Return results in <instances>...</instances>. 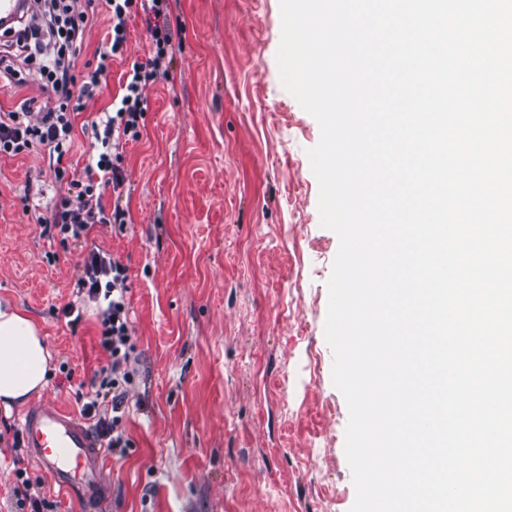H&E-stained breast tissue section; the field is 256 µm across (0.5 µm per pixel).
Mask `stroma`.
<instances>
[{
    "label": "stroma",
    "mask_w": 512,
    "mask_h": 512,
    "mask_svg": "<svg viewBox=\"0 0 512 512\" xmlns=\"http://www.w3.org/2000/svg\"><path fill=\"white\" fill-rule=\"evenodd\" d=\"M170 10L181 46L143 88L141 136L124 146L128 222L90 232L128 269L138 355L124 418L133 446L106 458L100 512H350L349 411L325 338L339 239L320 223L307 155L320 126L281 83L279 0H172ZM150 50L132 18L107 88L76 125ZM29 182L49 200L67 191L36 155L0 156V304L30 315L72 371L52 370L41 403L76 412L80 382L106 360L100 305L75 287L80 248L42 237L26 212ZM70 302L83 312L74 328ZM23 412L0 407V512H15Z\"/></svg>",
    "instance_id": "35a3bbf8"
}]
</instances>
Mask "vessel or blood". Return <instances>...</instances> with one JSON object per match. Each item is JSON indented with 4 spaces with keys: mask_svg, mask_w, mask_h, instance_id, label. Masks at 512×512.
Wrapping results in <instances>:
<instances>
[{
    "mask_svg": "<svg viewBox=\"0 0 512 512\" xmlns=\"http://www.w3.org/2000/svg\"><path fill=\"white\" fill-rule=\"evenodd\" d=\"M21 434L32 461L53 485L89 504L108 499L107 450L84 420L60 407H33L23 416Z\"/></svg>",
    "mask_w": 512,
    "mask_h": 512,
    "instance_id": "obj_1",
    "label": "vessel or blood"
}]
</instances>
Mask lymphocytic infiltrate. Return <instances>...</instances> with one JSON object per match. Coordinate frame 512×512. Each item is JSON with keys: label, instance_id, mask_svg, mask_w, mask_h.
Here are the masks:
<instances>
[{"label": "lymphocytic infiltrate", "instance_id": "obj_1", "mask_svg": "<svg viewBox=\"0 0 512 512\" xmlns=\"http://www.w3.org/2000/svg\"><path fill=\"white\" fill-rule=\"evenodd\" d=\"M138 10L146 16L151 55L146 62L133 65L110 106L92 121L95 143L81 173H68L62 160L75 139L74 119L87 101L107 87L111 61L121 57L128 21ZM29 13V22L12 32L0 49V77L17 83V62L36 64V73L53 103L36 114L27 99L15 109L0 110V155L14 157L43 151L49 168L57 180L65 181L67 191L46 207L36 202L32 185H25L27 210L33 213L42 235L58 239L63 245L84 243L96 225L126 222L127 212L121 204L105 208L102 189L121 188L122 142L141 135L146 110L142 89L157 80L163 62L172 61L174 42L181 32L170 24L169 0H33ZM98 17L108 22V41L96 49L94 68L76 77L84 31ZM127 280L126 266L94 246L75 283L78 293L106 301L99 311V345L107 361L95 370L89 389L79 393L80 414L91 421L108 452L121 457L132 445L123 418L136 374Z\"/></svg>", "mask_w": 512, "mask_h": 512}]
</instances>
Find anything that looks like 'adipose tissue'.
I'll list each match as a JSON object with an SVG mask.
<instances>
[{
  "label": "adipose tissue",
  "instance_id": "obj_1",
  "mask_svg": "<svg viewBox=\"0 0 512 512\" xmlns=\"http://www.w3.org/2000/svg\"><path fill=\"white\" fill-rule=\"evenodd\" d=\"M52 362L36 322L19 309L0 306V405L9 409L41 396Z\"/></svg>",
  "mask_w": 512,
  "mask_h": 512
}]
</instances>
